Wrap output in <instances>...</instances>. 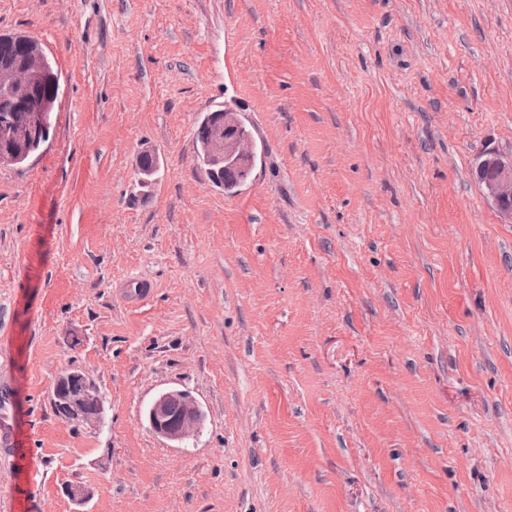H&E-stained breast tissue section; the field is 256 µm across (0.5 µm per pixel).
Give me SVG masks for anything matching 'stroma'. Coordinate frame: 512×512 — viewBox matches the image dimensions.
<instances>
[{"label":"stroma","instance_id":"stroma-1","mask_svg":"<svg viewBox=\"0 0 512 512\" xmlns=\"http://www.w3.org/2000/svg\"><path fill=\"white\" fill-rule=\"evenodd\" d=\"M18 34L60 90L0 164V512H512V222L472 176L512 155V0H0ZM218 105L259 144L232 195ZM168 389L195 440L148 429ZM230 113L233 112H224V108L206 113L198 122L195 143L197 164L205 171L209 181L215 187L224 189L225 193L234 194L251 176L253 163L257 156V145L254 140V152L244 161L238 162L235 158L230 159L235 155H245L250 152L251 143L244 140H253L254 138H252L253 135H251L252 132L249 126L241 120L235 126V130L232 131L233 135H230L232 130L230 125L226 127L218 125V122ZM218 133L224 138H218L212 144L213 138ZM236 133L241 139L235 136ZM210 148L212 155L218 161L224 162V160H227L224 162V173L221 175H217V169L212 165ZM41 146H33L31 142H27L26 145H22L20 142L13 141L8 146L3 148L0 145V163L9 165H22L28 161V159L39 150ZM54 397L66 400L71 419L81 424L95 426L103 419L104 401L96 382L77 370L61 375L53 388ZM9 390V383L6 379L0 385V450L1 455L6 458L11 456L13 440V422L5 405V399ZM146 420L157 436L183 443L199 434L204 413L189 393L170 389L152 400L146 410Z\"/></svg>","mask_w":512,"mask_h":512}]
</instances>
